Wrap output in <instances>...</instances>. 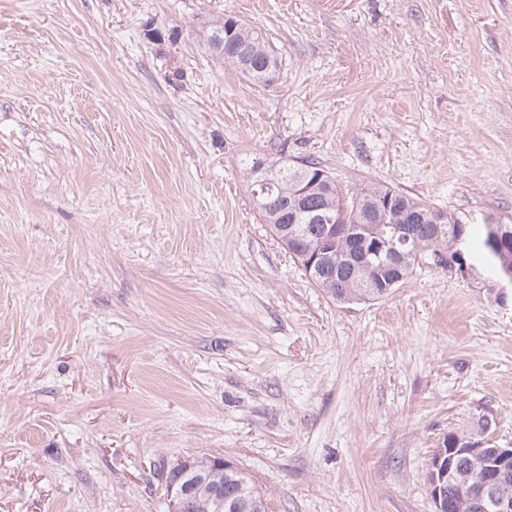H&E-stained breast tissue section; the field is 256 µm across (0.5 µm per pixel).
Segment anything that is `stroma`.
<instances>
[{"instance_id": "stroma-1", "label": "stroma", "mask_w": 512, "mask_h": 512, "mask_svg": "<svg viewBox=\"0 0 512 512\" xmlns=\"http://www.w3.org/2000/svg\"><path fill=\"white\" fill-rule=\"evenodd\" d=\"M299 159L512 218V0H0V512H166L189 456L268 512H434L446 436L512 446V305L426 267L331 299L246 177ZM231 32L233 33L230 34ZM215 37L223 41V47L217 51L224 57V61L231 62L242 74L254 81L267 83L262 71L267 66L268 59H271L278 68L277 58L263 34L254 28L246 27L233 17H224V23L214 29L210 40ZM243 55L250 57L251 67L247 59H242ZM241 64L244 68H252V71L245 72Z\"/></svg>"}]
</instances>
